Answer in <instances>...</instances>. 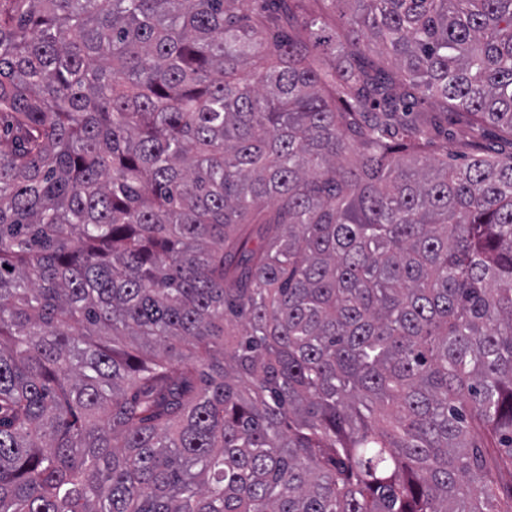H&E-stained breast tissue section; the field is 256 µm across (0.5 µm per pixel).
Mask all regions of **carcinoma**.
<instances>
[{"instance_id":"carcinoma-1","label":"carcinoma","mask_w":512,"mask_h":512,"mask_svg":"<svg viewBox=\"0 0 512 512\" xmlns=\"http://www.w3.org/2000/svg\"><path fill=\"white\" fill-rule=\"evenodd\" d=\"M323 2L0 0V512H512V0ZM450 131H445L444 129ZM443 130L433 138L428 153L432 158L444 159L448 155V160L457 159L466 150L461 144V137L457 131V126H445ZM447 132L451 133L447 135Z\"/></svg>"}]
</instances>
